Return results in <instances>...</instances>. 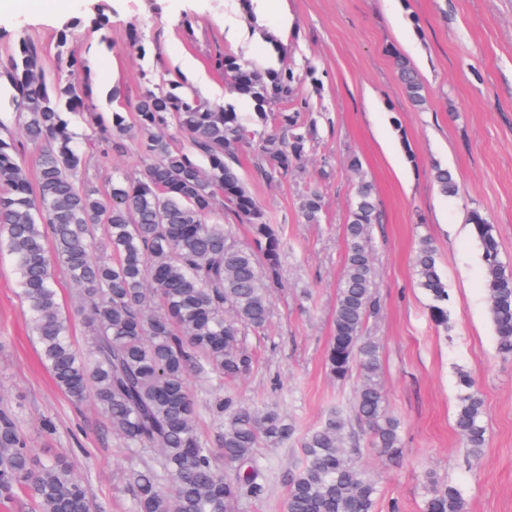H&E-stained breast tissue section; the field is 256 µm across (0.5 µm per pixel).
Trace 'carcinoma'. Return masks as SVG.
Returning a JSON list of instances; mask_svg holds the SVG:
<instances>
[{
	"label": "carcinoma",
	"mask_w": 512,
	"mask_h": 512,
	"mask_svg": "<svg viewBox=\"0 0 512 512\" xmlns=\"http://www.w3.org/2000/svg\"><path fill=\"white\" fill-rule=\"evenodd\" d=\"M108 25L100 8L60 30L64 81L46 79L43 46L29 36L9 57L16 120L38 152V180L31 185L24 154L0 138V249L11 259L33 341L56 385L76 404L92 399L128 448L156 452L127 472L130 512H236L243 497L263 491L258 448L285 445L296 439V429L273 409L225 395L213 407L220 425L215 448L197 432L199 410L189 377L235 379L251 371L242 333L265 331L281 281V228L270 223L247 189L241 156L252 154L257 173L273 182L306 156L313 133L300 112L274 111L296 95L291 68L259 69L227 52L212 59L224 74L228 101L222 105L170 79L166 86H146L131 112L96 111L76 31ZM396 72L408 99L423 107L425 86L411 63L397 58ZM238 100L253 103L257 118L273 130L250 128L236 112ZM74 115L90 127L81 138L72 126ZM169 128L187 144H176L165 133ZM130 142L145 156L139 175L114 172L105 194L81 181L87 154L105 165ZM432 177L442 195L457 194L448 169L436 165ZM298 209L306 223H321V192L302 195ZM377 212L373 184L361 176L345 225L327 366L339 381L359 370L354 416L374 447L397 455L400 421L388 412L378 380L379 347L363 335L376 308L369 228ZM100 222L106 224L103 245L94 235ZM236 223L250 226L254 246L235 242L230 227ZM470 224L483 250L498 350L512 356V273L499 259L494 225L476 210ZM54 264L78 287L83 352L71 341ZM414 264L434 321L448 325V288L428 239H421ZM459 385L455 429L477 461L487 440L484 400L468 374L460 375ZM296 440L303 460L289 478L285 512H376L379 490L358 463L360 448L340 411ZM19 490L36 512H96L72 465L41 459L15 415L1 408L0 499ZM423 512H465L462 493L451 483L430 480Z\"/></svg>",
	"instance_id": "carcinoma-1"
}]
</instances>
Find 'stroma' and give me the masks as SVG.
Segmentation results:
<instances>
[{
  "mask_svg": "<svg viewBox=\"0 0 512 512\" xmlns=\"http://www.w3.org/2000/svg\"><path fill=\"white\" fill-rule=\"evenodd\" d=\"M15 0L0 11V114L13 110L4 75L19 38L38 37L45 69L58 75L57 31L95 0ZM105 33L79 30L93 103L109 112L135 102L151 83L179 77L187 86L206 78L213 103L225 99L224 78L212 64L219 52L261 68H292L297 99L310 100L317 124L313 151L288 176L257 177L243 157L246 184L271 223L283 228V286L272 296L264 334L246 332L253 357L245 377L193 376L198 432L215 442L211 404L233 394L271 405L298 432L331 410L353 414L356 379L336 381L326 368L336 289L344 264L343 228L359 178L371 181L380 214L369 237L379 311L364 333L379 345L380 380L389 411L401 421L403 454L384 455L356 430L359 461L377 483L379 512H422L424 481L460 488L466 512H512V358L499 354L481 247L469 222L482 212L497 232L500 260L512 271V0H111ZM144 46H131L132 33ZM410 60L426 89L418 108L395 70ZM119 101L109 99L112 88ZM357 156L361 173L347 166ZM457 176L456 196H442L434 165ZM137 146L104 166L88 158L84 178L107 191L113 171L137 174ZM319 190L322 223H304L299 199ZM436 247L448 286V324L433 321L417 285L413 260L421 238ZM7 252H0V408L43 457H65L83 480L97 512H129L125 477L139 454L128 449L92 401L74 404L41 364L16 294ZM469 372L485 405L487 445L470 464L454 429L459 371ZM266 477L259 498L239 512H284L288 475L301 459L289 443L258 451Z\"/></svg>",
  "mask_w": 512,
  "mask_h": 512,
  "instance_id": "1",
  "label": "stroma"
}]
</instances>
